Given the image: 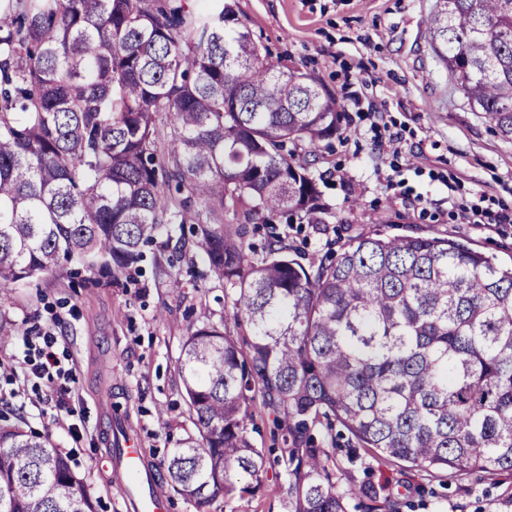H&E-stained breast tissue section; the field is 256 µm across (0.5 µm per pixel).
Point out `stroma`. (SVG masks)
I'll return each instance as SVG.
<instances>
[{
  "instance_id": "35a3bbf8",
  "label": "stroma",
  "mask_w": 512,
  "mask_h": 512,
  "mask_svg": "<svg viewBox=\"0 0 512 512\" xmlns=\"http://www.w3.org/2000/svg\"><path fill=\"white\" fill-rule=\"evenodd\" d=\"M263 55L312 73L344 104L336 137L305 158L322 174V224L277 227L302 263L377 231L433 232L469 240L512 264V141L468 103L431 47L427 18L437 0H235ZM475 224L457 223L458 209ZM237 292L212 276L191 225L143 246L136 265L111 276L71 263L0 288V413L49 437L68 457L97 512H126L112 471L116 429L131 434L155 472L196 435L178 357L201 321L250 338L235 319ZM51 334L74 366L70 413L37 400L12 369L28 336ZM247 436L266 457L259 487L209 506L172 494V512H288V446L262 396ZM331 468L356 483L384 486L400 512H512V473L448 477L373 457L349 434L336 438Z\"/></svg>"
}]
</instances>
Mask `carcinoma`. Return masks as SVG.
Segmentation results:
<instances>
[{
  "label": "carcinoma",
  "mask_w": 512,
  "mask_h": 512,
  "mask_svg": "<svg viewBox=\"0 0 512 512\" xmlns=\"http://www.w3.org/2000/svg\"><path fill=\"white\" fill-rule=\"evenodd\" d=\"M429 30L511 140L512 0H437ZM343 119L316 78L262 57L226 0H0V288L87 259L120 273L190 224L238 291L247 351L209 321L181 350L198 436L163 470L200 506L255 490L237 477L265 465L247 437L257 391L291 445L289 512L381 509L374 484L339 485L309 433L321 418L384 461L512 472V266L440 233L360 235L306 266L275 235L255 259L244 225H224L228 209L325 223L298 150ZM0 512L95 510L48 437L0 424Z\"/></svg>",
  "instance_id": "1"
}]
</instances>
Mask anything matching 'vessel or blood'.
Wrapping results in <instances>:
<instances>
[{
	"label": "vessel or blood",
	"instance_id": "1",
	"mask_svg": "<svg viewBox=\"0 0 512 512\" xmlns=\"http://www.w3.org/2000/svg\"><path fill=\"white\" fill-rule=\"evenodd\" d=\"M114 453L115 474L123 486L128 512H169L170 497L159 486L137 443L127 440Z\"/></svg>",
	"mask_w": 512,
	"mask_h": 512
}]
</instances>
